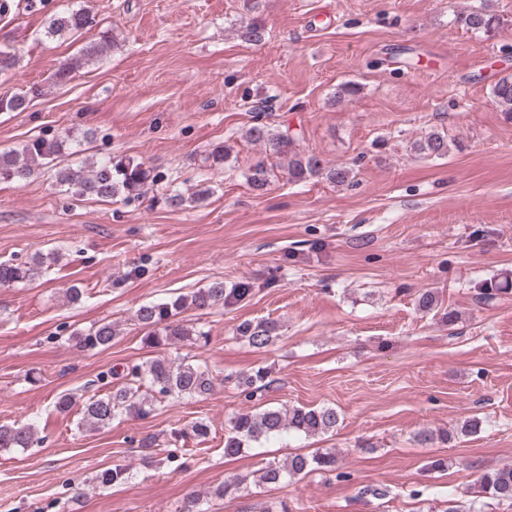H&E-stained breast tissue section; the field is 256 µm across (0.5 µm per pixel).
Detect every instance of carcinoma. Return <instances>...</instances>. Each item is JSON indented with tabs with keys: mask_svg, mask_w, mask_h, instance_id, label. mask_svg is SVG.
<instances>
[{
	"mask_svg": "<svg viewBox=\"0 0 512 512\" xmlns=\"http://www.w3.org/2000/svg\"><path fill=\"white\" fill-rule=\"evenodd\" d=\"M462 28L486 36L495 33L502 25L501 17L486 9L466 10L455 17ZM95 25V18L86 7L68 9L53 16L46 27L50 37L81 35ZM112 45L109 31L100 32L99 39L86 45L81 54L67 59L54 73L56 81L63 82L74 72L95 61ZM492 96L501 111L512 116V74L498 79L492 88ZM27 107V96L22 92L0 94V112H22ZM255 121L246 130V137L261 143L270 154L288 159V179L293 182L307 181L324 176L338 185L349 178V171L324 164L317 155L300 144L298 135L290 130L276 131L262 121L263 107H254ZM69 137L48 139L35 137L27 140L20 148L0 151V182L24 185L34 168L47 165L66 153ZM414 149L430 157L448 154L446 135L432 131L414 143ZM274 177L273 169L260 160L248 169L246 181L254 191H264ZM56 184L63 192L75 198L110 201L118 196H139L161 179L144 163L133 158L103 159L97 162L59 168L54 173ZM211 189L202 187L192 196L169 192L163 198L164 205L180 208L188 202H201ZM51 255L40 252L24 261L0 262V288H11L28 284L39 279L48 270L47 260ZM507 292L502 284H484L476 294L477 302L489 305L498 295ZM251 288L238 286L224 287V281L214 280L204 288L189 294H181L165 301L154 302L140 307L136 313L142 331V343L153 349H166L184 343L208 341L207 332L189 327L179 319L184 310L191 308L203 314L219 307H227L246 299ZM279 326L270 319L246 321L236 328V335L256 349L269 346L277 338ZM117 336L110 322H101L87 330H74L69 340L83 350L108 348ZM117 386L106 394H91L82 400L81 426L102 429L113 421L126 416L148 417L155 406L166 398L199 397L213 388V380L207 370L191 363L188 358L171 359L157 355L141 362L131 363L120 372ZM267 368L257 367L237 381L241 396L249 403H259L273 385ZM340 415L331 406L293 405L286 410L266 407L262 410H245L230 421L228 433L224 435V457L234 458L252 442H259L281 434L284 431L311 437L326 434L336 429ZM209 426L196 421L188 428L176 433V437L204 439ZM40 442L37 428L32 423L0 425V452L17 448H30ZM313 471L336 473L339 479L348 478L340 471V459L334 448H320L312 455L296 453L288 458V464L268 463L260 475L265 484H276L284 479H296ZM130 471L115 467L98 476L103 484H115L128 480ZM246 481L243 476L233 475L215 487L212 496L224 498L239 491ZM479 495L468 506L452 505L446 512H483L485 501L505 505L512 509V465H505L484 471L478 479Z\"/></svg>",
	"mask_w": 512,
	"mask_h": 512,
	"instance_id": "obj_1",
	"label": "carcinoma"
}]
</instances>
